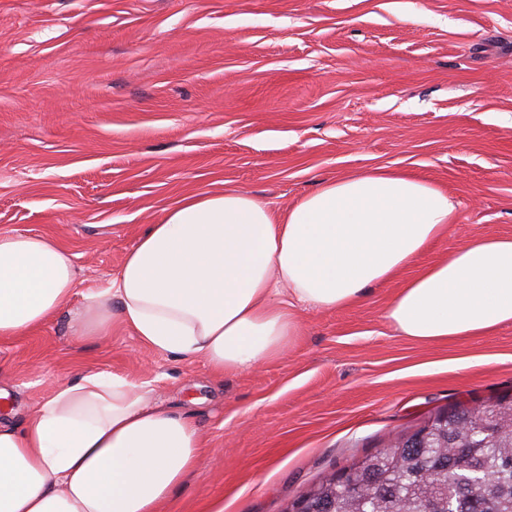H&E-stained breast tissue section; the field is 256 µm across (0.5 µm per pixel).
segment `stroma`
Returning <instances> with one entry per match:
<instances>
[{
    "mask_svg": "<svg viewBox=\"0 0 512 512\" xmlns=\"http://www.w3.org/2000/svg\"><path fill=\"white\" fill-rule=\"evenodd\" d=\"M378 167L448 192L454 224L363 303L300 312L280 359L217 377L124 328L72 336L84 292L182 197L240 187L278 211ZM3 230L69 249L78 293L0 340V418L79 371L149 380L221 449L173 512H283L431 413L512 398V324L420 347L385 320L400 280L512 236V0H0Z\"/></svg>",
    "mask_w": 512,
    "mask_h": 512,
    "instance_id": "35a3bbf8",
    "label": "stroma"
}]
</instances>
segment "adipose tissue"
Listing matches in <instances>:
<instances>
[{"mask_svg":"<svg viewBox=\"0 0 512 512\" xmlns=\"http://www.w3.org/2000/svg\"><path fill=\"white\" fill-rule=\"evenodd\" d=\"M457 205L426 179L384 169L324 182L286 211L249 190L190 194L165 209L108 287L85 293L75 338L132 331L149 350L203 358L213 375L278 359L302 309L359 303L447 234ZM73 256L56 240L0 231V340L66 309ZM385 318L430 345L512 323V237L482 235L405 281ZM151 381L82 371L23 425L0 421V512H161L211 451Z\"/></svg>","mask_w":512,"mask_h":512,"instance_id":"1","label":"adipose tissue"}]
</instances>
